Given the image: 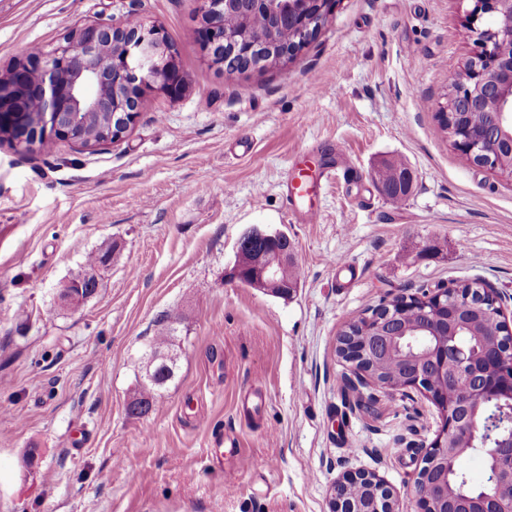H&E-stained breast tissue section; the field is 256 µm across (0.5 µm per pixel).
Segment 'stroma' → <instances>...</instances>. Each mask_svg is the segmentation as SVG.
Masks as SVG:
<instances>
[{"label":"stroma","mask_w":512,"mask_h":512,"mask_svg":"<svg viewBox=\"0 0 512 512\" xmlns=\"http://www.w3.org/2000/svg\"><path fill=\"white\" fill-rule=\"evenodd\" d=\"M471 7L335 0L292 60L228 74L203 59L198 0H0V71L128 19L161 26L184 76L179 96L148 90L116 143L0 144V512H329L349 470L414 512L442 416L415 390L357 406L336 345L386 294L474 278L512 325V177L465 162L437 119L478 49ZM386 162L414 175L398 204L371 178ZM254 227L288 235L292 298L231 279ZM113 244L97 292L60 307ZM172 311L175 375L130 415ZM116 250V246H112V250L105 249L101 250L98 253H91L85 262L84 270L74 277H72L69 281L71 282H78L81 281L84 277L85 271L88 266H91L98 261H102L103 258L107 257L109 261L112 258V255L114 254ZM104 267V265H97L92 268H90L85 277V281L83 283H79L77 285L71 284L69 281L65 282L62 285V288L59 289V292L57 294V302L62 307H70L75 306L79 301L81 302L83 299H86L93 295L97 287L99 285V272ZM96 288H93V287Z\"/></svg>","instance_id":"stroma-1"}]
</instances>
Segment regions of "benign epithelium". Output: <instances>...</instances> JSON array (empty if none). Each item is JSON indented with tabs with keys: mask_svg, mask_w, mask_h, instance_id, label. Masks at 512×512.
I'll list each match as a JSON object with an SVG mask.
<instances>
[{
	"mask_svg": "<svg viewBox=\"0 0 512 512\" xmlns=\"http://www.w3.org/2000/svg\"><path fill=\"white\" fill-rule=\"evenodd\" d=\"M468 22L478 23L480 51L468 62L466 75L448 90L444 112H470L488 104L490 120L484 125L464 124L451 137L455 149L476 168L512 176V152L500 151L504 142L512 147V0H472ZM199 46L206 62L224 69V47L242 59H255V68L265 70L290 60L312 34L322 27V18L308 20L309 0H200ZM263 10L274 18H286L295 31L288 47L276 51L272 39L245 22L236 28L224 25V13L249 15ZM178 52L155 24L93 23L70 31L48 53L28 56L0 73V130H8L17 148L34 147L42 138L92 149L95 138L85 135L80 124L91 115L106 114L109 126L103 136L112 142L124 137L134 124L145 92L157 87L168 94L182 89ZM31 94L40 105V121L25 130L22 96ZM273 246L236 263L233 278L252 288L265 289L283 279L293 265L283 233L268 235L254 228ZM103 265L90 268L85 281L66 282L59 289L62 307L76 305L96 292ZM401 305L445 309L443 322L427 320L417 330L392 331L396 315L392 308L373 310L355 328L338 337V349L347 364L346 381L358 388H389L379 378L378 359L383 351L400 347L402 339L422 332L429 344L410 358L397 389L423 393L439 409L443 424L432 442L423 448L412 495L417 512H512V498L499 494L512 487V427L486 437L484 417L491 405L512 407V330L501 325L491 340L476 338L463 344L458 336L471 331L470 314L484 312L504 319L497 292L485 285L475 291L433 288L419 294L398 295ZM463 380L461 397L443 392ZM480 449L486 458L489 479L478 492L456 489L449 480L461 445ZM330 512H396L393 493L373 473L346 472L336 480L330 494Z\"/></svg>",
	"mask_w": 512,
	"mask_h": 512,
	"instance_id": "benign-epithelium-1",
	"label": "benign epithelium"
}]
</instances>
